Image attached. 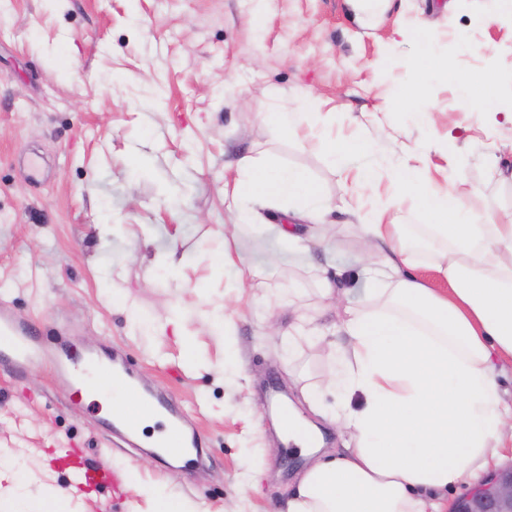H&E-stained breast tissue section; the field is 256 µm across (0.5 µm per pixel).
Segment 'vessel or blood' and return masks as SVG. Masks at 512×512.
<instances>
[{
	"instance_id": "obj_1",
	"label": "vessel or blood",
	"mask_w": 512,
	"mask_h": 512,
	"mask_svg": "<svg viewBox=\"0 0 512 512\" xmlns=\"http://www.w3.org/2000/svg\"><path fill=\"white\" fill-rule=\"evenodd\" d=\"M44 357L40 348L34 344L27 325L17 322L6 308H0V360L15 369L22 370L41 361ZM120 383L131 394L137 396L146 409L165 421L162 435L152 439L151 447L156 458L165 460L190 453L202 456L203 443L191 425L190 419L183 414L172 396L155 390L129 367L122 349H113L111 360L107 363L95 362L94 376L87 381L86 387L96 391ZM105 428L109 435L119 438L131 448L141 445V437L135 425L120 414L113 415ZM68 461L79 472L86 484H117L118 475L104 466L89 465L81 450H74L67 456Z\"/></svg>"
}]
</instances>
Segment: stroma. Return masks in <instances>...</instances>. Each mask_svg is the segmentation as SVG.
Listing matches in <instances>:
<instances>
[{"label":"stroma","mask_w":512,"mask_h":512,"mask_svg":"<svg viewBox=\"0 0 512 512\" xmlns=\"http://www.w3.org/2000/svg\"><path fill=\"white\" fill-rule=\"evenodd\" d=\"M488 0H388L364 23L348 0H0V305L74 369L118 346L152 385L194 421L208 456L199 466L160 464L109 441L97 403L56 391L55 369L0 362V512H39L47 486L67 491L70 512H152L145 488L201 512H277L308 458L280 446L278 386L323 448L346 436L302 392L332 368L344 337L300 341L284 355L280 327L299 314L319 328L335 319L322 277L364 299L368 212L394 191L388 174L431 145L429 175L453 182L476 220L512 211V184L486 158L512 124H492L443 77H421L400 25H424L460 74L486 73L475 97L497 94L512 113V19L480 24ZM264 23L250 25L252 13ZM423 85L435 113L426 128L409 97ZM317 98L302 117L312 139L278 140L256 121L263 106ZM378 138L343 178L318 134ZM245 151H270L305 171L334 211L330 222L296 215L304 247L285 244L280 209L252 206L238 221L224 181ZM138 155L140 166L129 163ZM372 169L368 189L355 176ZM351 212H340L342 202ZM232 225L235 240L224 242ZM233 263L216 266L225 247ZM250 288L233 289L240 270ZM290 296L292 309L275 302ZM182 333L163 324L170 312ZM124 477L121 488H75L67 450Z\"/></svg>","instance_id":"35a3bbf8"}]
</instances>
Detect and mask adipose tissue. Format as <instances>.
<instances>
[{"label": "adipose tissue", "instance_id": "obj_1", "mask_svg": "<svg viewBox=\"0 0 512 512\" xmlns=\"http://www.w3.org/2000/svg\"><path fill=\"white\" fill-rule=\"evenodd\" d=\"M397 33L419 46L422 72L456 82L461 96L482 82L479 74L458 76L431 29ZM428 164L423 151L396 169L393 197L362 226L368 254L383 256L381 268L367 298L342 303L337 328L350 342L338 368L306 387L338 397L329 417L353 446L315 459L286 512H440L433 492L479 481L498 449L512 444V404L498 394L495 365L512 362V216L475 223L453 186L418 175ZM237 171L224 194L239 219L259 200L326 210L320 188L275 153L242 156ZM408 197L424 226H399V204ZM423 252L448 290L417 277Z\"/></svg>", "mask_w": 512, "mask_h": 512}]
</instances>
